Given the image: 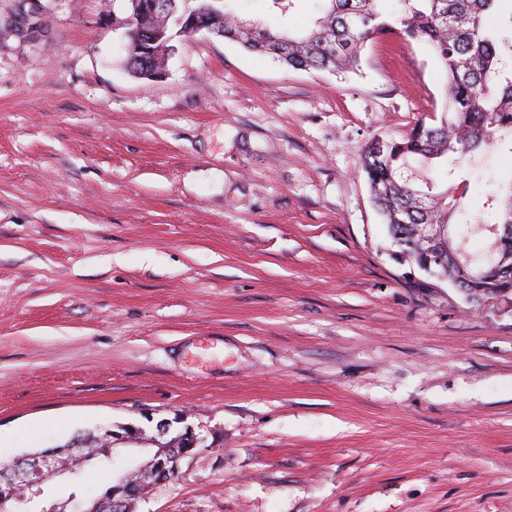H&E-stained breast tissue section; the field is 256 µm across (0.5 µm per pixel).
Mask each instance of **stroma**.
<instances>
[{
    "label": "stroma",
    "mask_w": 512,
    "mask_h": 512,
    "mask_svg": "<svg viewBox=\"0 0 512 512\" xmlns=\"http://www.w3.org/2000/svg\"><path fill=\"white\" fill-rule=\"evenodd\" d=\"M39 4L0 0V467L180 416L204 443L137 512H512V306L396 261L360 169L440 117L429 48L334 74L201 32L147 80L128 0ZM511 170L471 165L477 220Z\"/></svg>",
    "instance_id": "35a3bbf8"
}]
</instances>
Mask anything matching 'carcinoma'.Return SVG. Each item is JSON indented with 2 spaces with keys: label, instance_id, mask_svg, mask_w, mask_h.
<instances>
[{
  "label": "carcinoma",
  "instance_id": "carcinoma-1",
  "mask_svg": "<svg viewBox=\"0 0 512 512\" xmlns=\"http://www.w3.org/2000/svg\"><path fill=\"white\" fill-rule=\"evenodd\" d=\"M176 2L172 15L145 3L134 24L135 44L126 46L122 60L128 72L143 77L164 67L167 54L152 52L151 41L161 27L167 36L180 37L191 17L206 31L297 70L352 68L366 44L382 35L426 44L446 74L439 124L420 122L400 139L369 142L361 165L373 202L402 259L419 264L420 251L429 247L423 226L441 224V262L430 275L454 288H481L488 299L512 300V240L500 234L512 226V171L486 195L488 207L503 210L501 222H479L461 202L474 159L512 147V11L501 13V0H397L394 12L385 11L382 0H327L314 27L303 32L257 29L221 0ZM440 162L448 167L444 192L435 191L428 177Z\"/></svg>",
  "mask_w": 512,
  "mask_h": 512
}]
</instances>
